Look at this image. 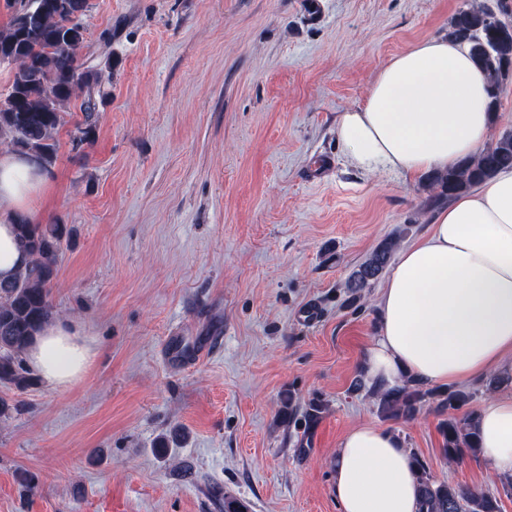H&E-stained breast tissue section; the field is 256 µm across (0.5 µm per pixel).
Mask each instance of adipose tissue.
I'll list each match as a JSON object with an SVG mask.
<instances>
[{
	"label": "adipose tissue",
	"instance_id": "obj_1",
	"mask_svg": "<svg viewBox=\"0 0 512 512\" xmlns=\"http://www.w3.org/2000/svg\"><path fill=\"white\" fill-rule=\"evenodd\" d=\"M489 78L448 37L416 43L380 69L362 105L336 115L350 164L418 179L478 155L489 138ZM50 181L33 157L0 152V280L29 257L14 224L39 220L34 204ZM379 331L366 373L391 387L460 385L512 358V168L455 198L425 236L405 247L381 288ZM29 366L56 389L79 379L94 352L85 328L56 319L27 348ZM482 459L512 476V398H495L477 422ZM343 512H419L416 468L403 441L375 426L352 428L332 459Z\"/></svg>",
	"mask_w": 512,
	"mask_h": 512
}]
</instances>
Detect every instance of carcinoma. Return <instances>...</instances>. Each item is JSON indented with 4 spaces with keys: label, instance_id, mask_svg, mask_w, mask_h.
<instances>
[{
    "label": "carcinoma",
    "instance_id": "obj_1",
    "mask_svg": "<svg viewBox=\"0 0 512 512\" xmlns=\"http://www.w3.org/2000/svg\"><path fill=\"white\" fill-rule=\"evenodd\" d=\"M10 22L0 28V63L14 65L10 85L0 98V144L53 164L57 154L55 134L63 111L73 99L83 98L84 122L77 127L84 143L94 139L93 114L102 90L105 69H89L79 60L85 28L75 22L89 8L88 0H14ZM448 37L466 46L477 65L491 77L490 111L498 112L500 86L512 76V0H488L480 6L462 7L451 18ZM502 167H512V130L504 131L478 157L429 178L431 205L469 191L492 178ZM17 242L31 256L30 263L9 282H0V386L23 393L39 379L26 363L27 347L55 312L50 300L58 275L63 245L73 229L67 224L16 225ZM395 240L386 239L352 274L346 305L358 307L361 291L374 283L386 267ZM380 413L387 419L410 420L430 401L448 411L440 424L442 451L450 463L479 451L475 420V393L450 387L425 389L411 379L384 388L370 384ZM327 404L312 397L301 404L291 390L281 394L282 421L302 428L299 452L310 437ZM464 411L461 419L455 412ZM420 487L419 512H500L495 493L436 480L427 464L414 457Z\"/></svg>",
    "mask_w": 512,
    "mask_h": 512
}]
</instances>
